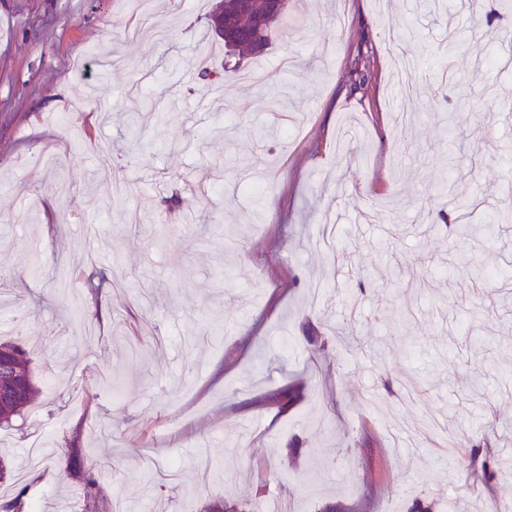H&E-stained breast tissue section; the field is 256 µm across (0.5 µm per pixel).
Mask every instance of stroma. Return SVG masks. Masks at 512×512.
<instances>
[{
  "mask_svg": "<svg viewBox=\"0 0 512 512\" xmlns=\"http://www.w3.org/2000/svg\"><path fill=\"white\" fill-rule=\"evenodd\" d=\"M216 3L0 0V338L39 390L0 451L43 433L28 508L512 504V12L290 0L300 25L242 63L264 83L214 88ZM460 192L494 237L446 222Z\"/></svg>",
  "mask_w": 512,
  "mask_h": 512,
  "instance_id": "stroma-1",
  "label": "stroma"
}]
</instances>
